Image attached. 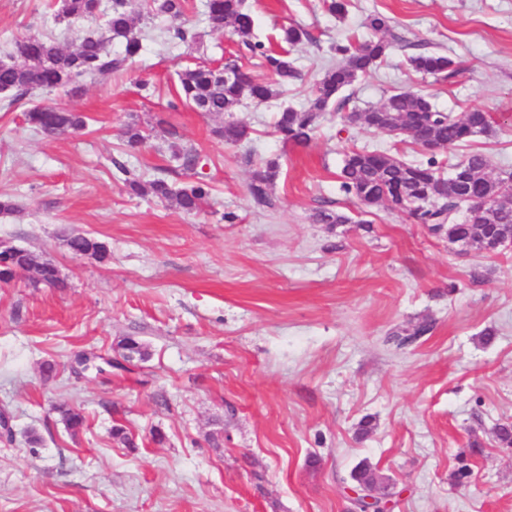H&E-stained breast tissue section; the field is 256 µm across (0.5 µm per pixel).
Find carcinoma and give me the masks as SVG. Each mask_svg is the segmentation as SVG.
<instances>
[{
    "label": "carcinoma",
    "instance_id": "cac0c4a2",
    "mask_svg": "<svg viewBox=\"0 0 512 512\" xmlns=\"http://www.w3.org/2000/svg\"><path fill=\"white\" fill-rule=\"evenodd\" d=\"M134 2L111 0L105 10L100 0H56V18L60 20L74 23L104 16L106 29L112 36L122 39L123 51L112 53L93 33L85 35L72 50L62 48L50 37H21L13 42L12 52L0 59V90H5V97L12 104L22 101L30 90L36 88L76 94L82 90L83 82L122 72L140 55L144 49V37L139 29L142 13L181 18L188 10V0H147L144 12L135 9ZM206 20L216 31L230 26L231 33L248 50L250 57L258 59L259 65L269 71L274 80L261 81L247 75L235 60L224 65L226 77L223 79L211 66L188 67L178 73L174 101L169 103L170 107L176 109L181 105L207 115H222L234 111L244 99L262 103L278 97L283 94L285 85L300 79L289 58V49L307 37L303 29L296 26L283 28L281 40L288 48L275 54L268 52L262 42L254 40V19L246 10L244 0H210L206 6ZM365 26L371 31V37L350 39L345 44L336 45L335 51L341 56V62L328 69L313 84L307 105L301 109L287 106L278 113L274 129L285 142L307 145L317 120L335 102L336 95L387 58V18L378 13L370 15ZM407 66L423 76L444 80L464 74L453 59L434 52L408 57ZM351 113L356 116V123L375 131L408 121L414 123L427 135L420 144L425 146L434 142L441 145L443 151L490 130L487 113L478 108L469 110L459 119L437 109L423 95L411 91L393 93L379 106L355 107ZM27 118L32 127L46 134L57 130L77 132L87 127V116L60 105L34 107L27 111ZM214 134L228 144H236L247 138L248 130L239 122L226 121L214 130ZM123 136L129 150L139 147L147 139L136 121L126 124ZM173 158L181 162L185 171L194 173V181L176 188L163 177L144 180L129 175L123 165L119 169L126 175L124 182L130 191L150 193L161 200L172 199L182 211L197 213L208 202L211 193L209 182L195 172L198 156L191 151L175 150ZM465 161L471 176L459 186L454 197L446 199L443 193L448 188V172L456 163L440 161L434 155L425 162H407L384 152L352 150L342 162L340 189L367 206L387 204L395 207L403 203L410 216L421 224L429 225L434 234L449 243L480 249L482 225L472 222L469 215L460 220L457 214L462 206H470L471 200L480 199L488 204L497 220V224L489 226L487 234H493L498 227L512 229V195L507 189V181H512V172L491 176L490 159L482 152L470 153ZM278 169V163L270 160L253 175L249 190L255 206H271L269 189L278 176ZM406 182L414 187V192L411 200L404 203L393 195V190ZM67 245L75 257L93 249L99 253V260L107 259L105 247L88 234L69 235ZM26 273L32 274L33 280L53 288L66 287L52 262H38L24 249L0 250V283L8 285ZM431 330L432 324L425 320L411 330L395 333L394 341L399 347L410 345ZM118 347L122 359L129 363L135 359L143 360L148 355L144 344L133 336L123 338ZM59 413L71 434L76 435L84 428L85 417L80 410L62 406ZM350 479L353 490L358 493L353 502L360 512L369 506L366 499H380L389 487L385 477L364 463L351 471Z\"/></svg>",
    "mask_w": 512,
    "mask_h": 512
}]
</instances>
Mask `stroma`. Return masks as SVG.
Returning a JSON list of instances; mask_svg holds the SVG:
<instances>
[{
    "mask_svg": "<svg viewBox=\"0 0 512 512\" xmlns=\"http://www.w3.org/2000/svg\"><path fill=\"white\" fill-rule=\"evenodd\" d=\"M245 3L267 47L290 25L308 37L291 50L303 83L231 112L249 129L240 143L214 136L221 118L168 107L181 65L239 53L237 37L208 27L202 0H189L194 42H164L178 22L154 17L123 75L76 97L28 94L30 104L87 114L84 131L45 135L0 97V198L15 205L0 213V244L54 262L66 283L25 276L0 286V415L11 429L0 434V512H348L350 473L362 463L389 477L390 512H512V452L495 437L512 422V250L458 251L407 212L341 191L345 152L429 158L410 139L346 126L336 105L308 147L273 130L275 113L305 105L338 63L331 45L367 36L364 22L379 12L390 20L389 55L347 88L350 105L412 91L455 115L482 109L490 131L450 156L481 151L491 174L512 171V0H349L342 15L324 0ZM89 28L58 22L49 0H0V48L19 34L71 48ZM420 52L451 57L464 78L408 69ZM133 119L149 138L129 154L121 131ZM176 147L198 153L212 185L196 214L123 182L126 168L185 181ZM269 160L280 174L271 207L259 210L249 185ZM320 209L351 221L315 223ZM73 233L104 242L109 261L73 257ZM424 320L434 329L417 343L392 342ZM127 336L147 346V360L78 373V355L113 357ZM48 360L57 365L49 380ZM60 404L83 410L78 435ZM116 425L129 443L113 438ZM462 457L472 473L459 485Z\"/></svg>",
    "mask_w": 512,
    "mask_h": 512,
    "instance_id": "stroma-1",
    "label": "stroma"
}]
</instances>
